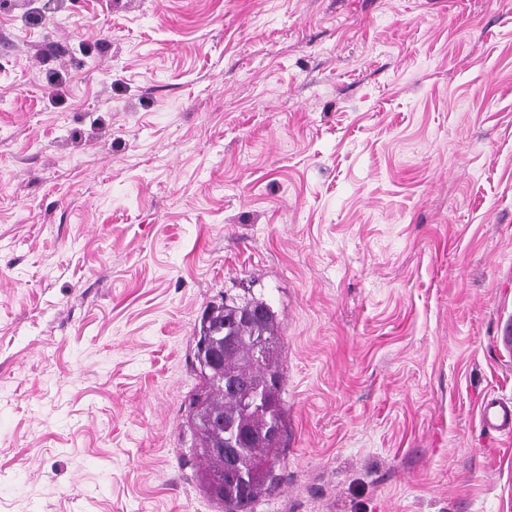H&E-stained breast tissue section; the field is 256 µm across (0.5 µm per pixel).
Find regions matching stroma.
<instances>
[{
    "mask_svg": "<svg viewBox=\"0 0 512 512\" xmlns=\"http://www.w3.org/2000/svg\"><path fill=\"white\" fill-rule=\"evenodd\" d=\"M249 289L254 512H512V0H0V512H217L193 332ZM481 426L488 432L512 438V401L484 399L479 410Z\"/></svg>",
    "mask_w": 512,
    "mask_h": 512,
    "instance_id": "1",
    "label": "stroma"
}]
</instances>
